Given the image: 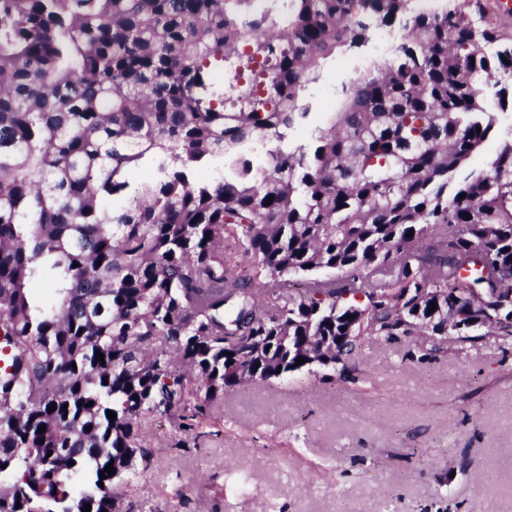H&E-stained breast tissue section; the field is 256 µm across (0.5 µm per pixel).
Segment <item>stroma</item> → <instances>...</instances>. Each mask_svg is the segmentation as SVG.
Masks as SVG:
<instances>
[{
    "label": "stroma",
    "instance_id": "obj_1",
    "mask_svg": "<svg viewBox=\"0 0 512 512\" xmlns=\"http://www.w3.org/2000/svg\"><path fill=\"white\" fill-rule=\"evenodd\" d=\"M330 57L303 102L377 61ZM355 376L317 369L229 390L194 428L139 420L151 464L122 489L125 512H512V341L489 336L424 355L403 336L357 345Z\"/></svg>",
    "mask_w": 512,
    "mask_h": 512
}]
</instances>
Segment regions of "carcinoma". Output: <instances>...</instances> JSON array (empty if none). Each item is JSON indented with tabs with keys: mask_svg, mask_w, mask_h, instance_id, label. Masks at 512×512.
I'll list each match as a JSON object with an SVG mask.
<instances>
[{
	"mask_svg": "<svg viewBox=\"0 0 512 512\" xmlns=\"http://www.w3.org/2000/svg\"><path fill=\"white\" fill-rule=\"evenodd\" d=\"M376 26L391 56L285 146ZM489 78L512 86V21L483 0H0V512H123L139 417L193 426L241 360L267 382L344 376L364 338L512 340V135L468 169ZM373 37H375V47L377 50L389 54L395 48L398 42V33L396 31L379 27L375 34L360 49L344 51L330 57L322 65V74L320 79L310 84L303 95V103L308 108L310 121L313 124L323 125L326 120L333 115L330 112H340L343 107V99L335 93V102L329 110L323 109L322 97L325 93H332L336 84H349L356 80L374 61L382 60L380 54L373 52ZM331 95L326 94L323 102L327 103Z\"/></svg>",
	"mask_w": 512,
	"mask_h": 512,
	"instance_id": "carcinoma-1",
	"label": "carcinoma"
}]
</instances>
